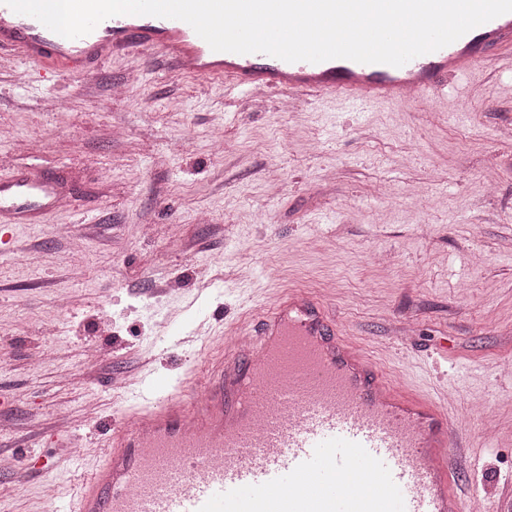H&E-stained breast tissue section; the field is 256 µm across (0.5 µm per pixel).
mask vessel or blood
I'll use <instances>...</instances> for the list:
<instances>
[{"instance_id": "obj_1", "label": "vessel or blood", "mask_w": 512, "mask_h": 512, "mask_svg": "<svg viewBox=\"0 0 512 512\" xmlns=\"http://www.w3.org/2000/svg\"><path fill=\"white\" fill-rule=\"evenodd\" d=\"M505 45L512 13L399 67L287 62L214 51L172 18L115 16L69 39L0 0L1 55L76 60L88 75L141 49L247 92L342 94L356 109L424 97ZM65 201L42 175L0 179V217L11 223H44ZM140 397L70 512H461L465 502L451 474L469 444L446 411L394 390L383 368L296 291L278 295L255 328L226 337L202 375L164 397L149 387Z\"/></svg>"}]
</instances>
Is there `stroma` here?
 Segmentation results:
<instances>
[{"mask_svg":"<svg viewBox=\"0 0 512 512\" xmlns=\"http://www.w3.org/2000/svg\"><path fill=\"white\" fill-rule=\"evenodd\" d=\"M512 72L406 105L249 96L146 53L0 64V175L71 203L0 251V512H66L139 379L166 394L276 293L324 302L512 481ZM54 463L44 472L38 460Z\"/></svg>","mask_w":512,"mask_h":512,"instance_id":"obj_1","label":"stroma"}]
</instances>
